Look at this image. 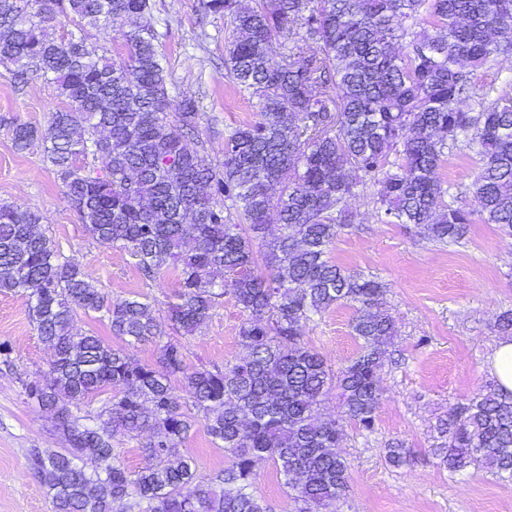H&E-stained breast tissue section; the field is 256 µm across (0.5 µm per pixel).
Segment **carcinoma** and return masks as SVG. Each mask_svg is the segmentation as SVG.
Listing matches in <instances>:
<instances>
[{"mask_svg":"<svg viewBox=\"0 0 512 512\" xmlns=\"http://www.w3.org/2000/svg\"><path fill=\"white\" fill-rule=\"evenodd\" d=\"M199 9L230 19L226 76L259 108L257 121L224 136L221 160L203 141L186 143L203 121L197 99L168 112L155 0H0V63L15 91L41 79L67 103L45 133L13 123L15 151L42 143L87 232L127 251L143 280L175 274L166 307L175 334L194 335L225 295L243 316L240 357L191 369L183 344L159 336L149 300L109 297L62 256L38 212L0 203V292L27 298L54 353L48 372L23 384L67 444L32 453L54 512H112L130 497L138 512H269L250 492L265 460L294 491L296 512L346 498V425L320 419L318 406L334 391L351 422L373 429L396 329L381 310L387 284L329 257L352 223L345 200L372 180L387 223L420 226L428 240L457 242L476 220L512 236V94L478 112L468 104L475 72L512 49V0H199ZM422 13L435 34L405 27ZM66 20L110 47L57 34ZM461 135L480 157L474 209L443 203L439 170ZM339 305L355 308L359 349L334 372L304 337L312 316ZM80 312L101 314L127 347L74 331ZM145 342L152 364L133 352ZM108 386L112 400L87 412L95 424L80 423L72 408ZM198 422L229 459L208 478L182 448ZM119 430L158 433L133 475L115 452ZM431 454L451 475L488 468L512 482V391L491 382L452 404ZM387 458L405 463L404 444L387 443Z\"/></svg>","mask_w":512,"mask_h":512,"instance_id":"1","label":"carcinoma"}]
</instances>
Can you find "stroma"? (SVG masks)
Returning a JSON list of instances; mask_svg holds the SVG:
<instances>
[{
  "label": "stroma",
  "instance_id": "35a3bbf8",
  "mask_svg": "<svg viewBox=\"0 0 512 512\" xmlns=\"http://www.w3.org/2000/svg\"><path fill=\"white\" fill-rule=\"evenodd\" d=\"M157 4L158 49L172 75L169 107L200 98L205 112L200 137L211 156L221 158L225 132L258 118L256 101L240 96L224 70L232 28L221 16L200 20L197 0ZM502 90L512 92L511 55L499 56L476 73L469 103L479 107ZM62 105L54 87L40 80L16 93L10 73L0 66V203L38 211L61 253L80 260L89 279L112 298L147 295L155 303L163 336H170L164 310L177 292L174 274L164 271L142 281L125 250L99 243L80 223L41 145L24 153L12 147L14 122L47 128L50 110ZM479 168L473 151L448 154L441 168L446 204L474 207ZM377 190L367 184L348 200L354 222L340 232L330 258L350 274L387 285L383 308L397 330L395 360L379 373L382 397L374 429L347 428L340 452L349 464L351 491L327 512H512V483H502L485 468L449 475L430 452L438 417L494 379L489 357L499 339L495 322L512 309V236L478 222L459 242H427L413 226L386 223L375 203ZM353 317V307L335 306L307 327L306 342L331 368L341 367L358 350ZM241 321L233 300L222 298L212 318L183 337L187 366L236 361ZM0 342L8 343L11 359L0 363V512H52V495L36 480L30 454L35 448H62L66 442L22 393L23 380L47 371L53 360L22 295L0 292ZM392 439L403 442L407 465L388 463L385 445ZM184 448L202 476L228 464L203 426L195 427ZM257 473L253 493L272 512H291L293 504L275 464L263 461Z\"/></svg>",
  "mask_w": 512,
  "mask_h": 512
}]
</instances>
